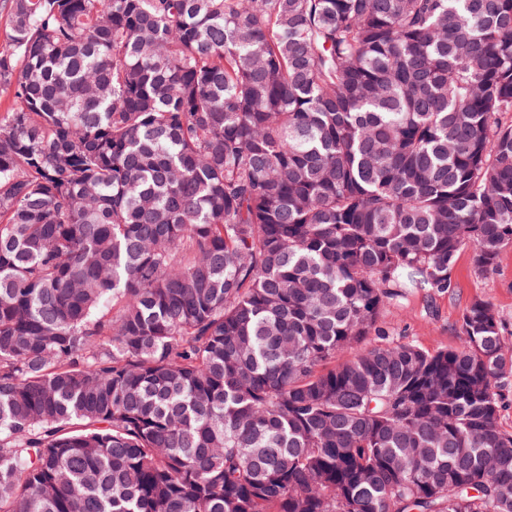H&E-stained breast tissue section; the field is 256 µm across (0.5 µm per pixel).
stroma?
Returning <instances> with one entry per match:
<instances>
[{
  "label": "stroma",
  "instance_id": "obj_1",
  "mask_svg": "<svg viewBox=\"0 0 512 512\" xmlns=\"http://www.w3.org/2000/svg\"><path fill=\"white\" fill-rule=\"evenodd\" d=\"M451 282L446 293L415 288L388 305L381 315L384 337H368V344L382 339L409 342L432 352L457 347L462 312L478 297L494 306L512 343V247L503 250L492 273L483 275L477 270L474 249L465 246L451 271Z\"/></svg>",
  "mask_w": 512,
  "mask_h": 512
}]
</instances>
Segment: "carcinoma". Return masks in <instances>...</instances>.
<instances>
[{
	"instance_id": "obj_1",
	"label": "carcinoma",
	"mask_w": 512,
	"mask_h": 512,
	"mask_svg": "<svg viewBox=\"0 0 512 512\" xmlns=\"http://www.w3.org/2000/svg\"><path fill=\"white\" fill-rule=\"evenodd\" d=\"M0 512H512V347L377 344L512 246V0H10Z\"/></svg>"
}]
</instances>
